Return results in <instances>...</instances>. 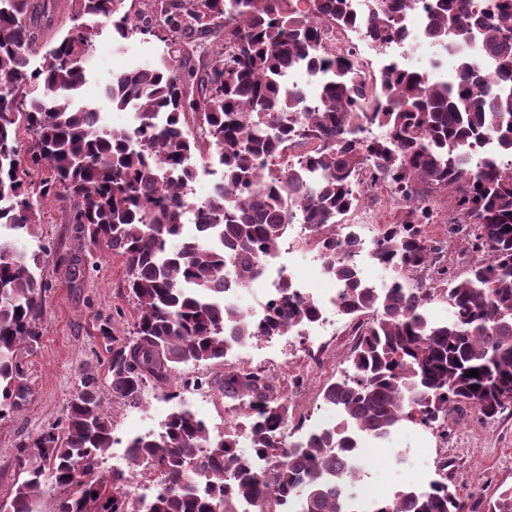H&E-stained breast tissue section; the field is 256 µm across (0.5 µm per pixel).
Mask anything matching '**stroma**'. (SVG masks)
<instances>
[{
  "label": "stroma",
  "mask_w": 512,
  "mask_h": 512,
  "mask_svg": "<svg viewBox=\"0 0 512 512\" xmlns=\"http://www.w3.org/2000/svg\"><path fill=\"white\" fill-rule=\"evenodd\" d=\"M92 33L89 79L79 101L97 108L107 126H128L132 111L113 109L105 88L113 74L135 64L157 61L164 45L138 35L121 42L107 27H94ZM68 210L65 201L47 205L42 224L24 241L27 251L41 256L38 273L46 293L39 319V342L20 353L29 394L5 419H0V499L11 494L20 477L18 446L30 442L44 425L62 418L83 373L106 378L110 355L100 325L111 323L114 337L125 340L136 320L122 258L103 251L89 253L78 226L68 221ZM78 255L86 256L87 262L83 275L76 278L71 274L70 261ZM353 344L350 326L342 319L328 341L325 371L321 374L301 359L299 337L289 335L271 345L255 342L240 348L229 353L221 364L186 366V373L205 375L204 392L185 391L176 383L148 387L139 403L116 408L114 429L132 437L145 433L180 404L204 420L212 432H221L239 420L238 415L224 409L221 380L225 368L247 364L266 368L282 355L292 357L293 362L277 373L280 392H287L292 379L303 378L309 390L299 415L306 427L318 426L327 410L321 390L336 380L337 367L348 361ZM434 480L458 486L461 496L471 495L481 502L511 487L512 410L483 422L468 417L449 424L444 436L405 424L390 440L367 444L357 487L377 489L379 497L389 498L403 488H424Z\"/></svg>",
  "instance_id": "1"
}]
</instances>
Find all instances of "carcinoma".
Instances as JSON below:
<instances>
[{
	"label": "carcinoma",
	"instance_id": "obj_1",
	"mask_svg": "<svg viewBox=\"0 0 512 512\" xmlns=\"http://www.w3.org/2000/svg\"><path fill=\"white\" fill-rule=\"evenodd\" d=\"M130 5H125V2ZM74 22L42 52L54 25L53 0H0V229L32 235L45 206L69 201L68 221L87 242L122 257L137 311L132 338H112V403L136 404L149 384L167 385L181 366L222 363L232 344L283 336L320 320L318 305L290 283L261 322L224 299L250 287L275 258L299 215L306 245L346 282L336 311L353 321L352 372L327 384L335 425L285 445L293 409L261 368L224 372V397L246 421L214 435L179 405L162 430L132 438L130 463L154 466L162 489L134 497L120 470L95 469L112 448V410L93 373L79 379L61 421L19 449L24 474L0 512H36L44 495L54 512H238L272 502L300 512H468L457 487L433 481L354 508L364 442L385 441L405 422L435 426L471 413L493 419L512 408V167L488 156L480 172L469 148L487 137L512 153V91L491 88L482 67L461 59L456 81H432L392 61L375 87L359 83L355 63L324 49L317 17L361 30L388 45L404 36L392 0L370 15L349 0H65ZM431 40L478 45L512 79V0L489 10L473 0H428ZM85 19L109 23L118 38L139 34L165 45L160 63L112 76L106 96L135 111L127 128H101L99 112L77 105L93 50ZM42 54L36 68L30 58ZM318 77L317 104L283 87L291 69ZM373 127L382 138L367 136ZM306 151L279 162L282 143ZM222 169L214 194L196 201L191 159ZM364 170L406 204L382 228L373 262L408 277L430 273L432 286L400 283L384 293L360 270L336 263V217L356 205ZM436 186L473 228L481 259L459 275L440 260L418 203ZM194 233L183 236L187 215ZM40 256L0 239V419L27 397L19 353L39 337L45 287ZM443 296L451 316L432 323L425 305ZM475 369L479 376H469ZM258 456L280 458L276 472L253 470L240 441ZM486 512H512V487Z\"/></svg>",
	"mask_w": 512,
	"mask_h": 512
}]
</instances>
